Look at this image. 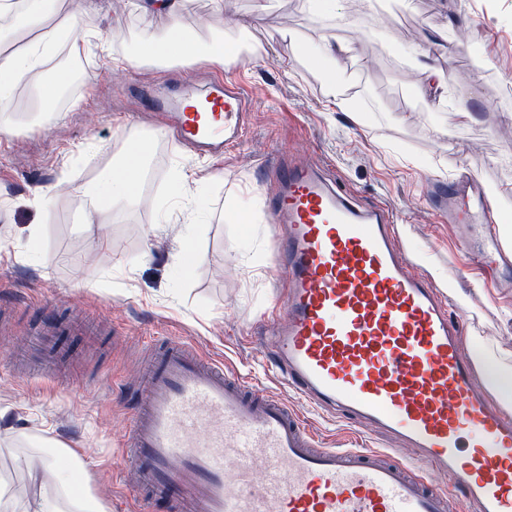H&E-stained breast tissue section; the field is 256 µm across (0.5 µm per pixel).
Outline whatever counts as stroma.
Returning <instances> with one entry per match:
<instances>
[{"label":"stroma","mask_w":512,"mask_h":512,"mask_svg":"<svg viewBox=\"0 0 512 512\" xmlns=\"http://www.w3.org/2000/svg\"><path fill=\"white\" fill-rule=\"evenodd\" d=\"M337 7L348 25L313 16L298 0H275L253 50L215 69L248 88L244 140L223 157L199 159L150 127L140 203L114 210L108 224L89 223L81 191L129 139L124 122L139 109V84L163 85L180 68L124 67L96 52L48 122L31 113L33 86L25 84L23 102L11 110L10 139L0 147V307L14 306L19 329L0 335V479L11 488L13 512H34L38 502L54 499L58 478L41 473L47 459L60 467L80 463L81 486L105 512H137L119 479L120 439L154 336L190 343L225 371L252 378L301 412L321 444L391 447V440L312 411L268 361L266 315L280 301L273 286L280 272L265 198L285 151L333 168L361 202L392 209L417 270L450 284V310L466 325L467 353L491 365L512 359V282L493 284L492 272L478 269L461 273L456 229L436 223L428 204L431 182L465 166L493 208L512 214V0H378L372 14L363 0H337ZM252 9L253 0H185L184 17L204 40L223 29L226 17ZM64 12L105 37L112 17H124L114 38L128 53L167 24L133 12L130 0H66ZM325 35L350 47L335 67L350 94L331 109L320 72L307 63ZM415 46L438 69L471 72L473 81L447 84L438 99L420 97L406 54ZM178 170L183 178L175 185L170 176ZM49 186L51 205L30 207ZM175 191L204 194L207 216L189 240L180 218L157 220ZM243 200L250 210L242 223L233 214ZM34 227L41 234L35 243ZM37 299L105 329L92 341L70 337L73 364L51 381L10 372L26 345L21 331L33 323L28 304ZM106 367L114 387L88 386Z\"/></svg>","instance_id":"obj_1"}]
</instances>
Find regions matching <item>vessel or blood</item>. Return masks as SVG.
<instances>
[{"mask_svg": "<svg viewBox=\"0 0 512 512\" xmlns=\"http://www.w3.org/2000/svg\"><path fill=\"white\" fill-rule=\"evenodd\" d=\"M241 82H184L152 110L170 138L218 154L244 125ZM276 228L282 308L268 327L282 378L318 413L417 449L369 454L320 446L303 416L222 362L170 341L152 348L140 400L121 436L140 512L167 499L172 512H448L456 492L473 512H512V409L464 353V327L448 297L412 274L397 219L384 203H359L334 174L281 158L266 200ZM440 224L482 225L465 243L470 263L512 270L497 216L468 169L435 183ZM77 319L47 315L29 340L23 375L51 377L68 357ZM448 476L432 489L428 475Z\"/></svg>", "mask_w": 512, "mask_h": 512, "instance_id": "obj_1", "label": "vessel or blood"}]
</instances>
